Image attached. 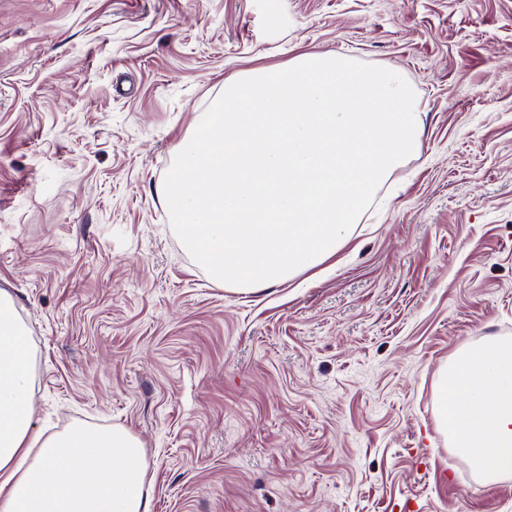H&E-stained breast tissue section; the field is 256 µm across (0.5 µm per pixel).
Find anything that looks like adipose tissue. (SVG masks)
Wrapping results in <instances>:
<instances>
[{
	"label": "adipose tissue",
	"mask_w": 512,
	"mask_h": 512,
	"mask_svg": "<svg viewBox=\"0 0 512 512\" xmlns=\"http://www.w3.org/2000/svg\"><path fill=\"white\" fill-rule=\"evenodd\" d=\"M34 352L0 292V512H150L146 453L121 427L33 425ZM442 428L483 483L512 474V342L462 349L439 375Z\"/></svg>",
	"instance_id": "adipose-tissue-1"
}]
</instances>
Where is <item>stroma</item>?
I'll return each instance as SVG.
<instances>
[{"label": "stroma", "instance_id": "obj_1", "mask_svg": "<svg viewBox=\"0 0 512 512\" xmlns=\"http://www.w3.org/2000/svg\"><path fill=\"white\" fill-rule=\"evenodd\" d=\"M399 70L421 151L334 259L214 282L158 189L225 79ZM34 425L120 426L151 512H512L448 445L440 371L512 339V0H0V290Z\"/></svg>", "mask_w": 512, "mask_h": 512}]
</instances>
